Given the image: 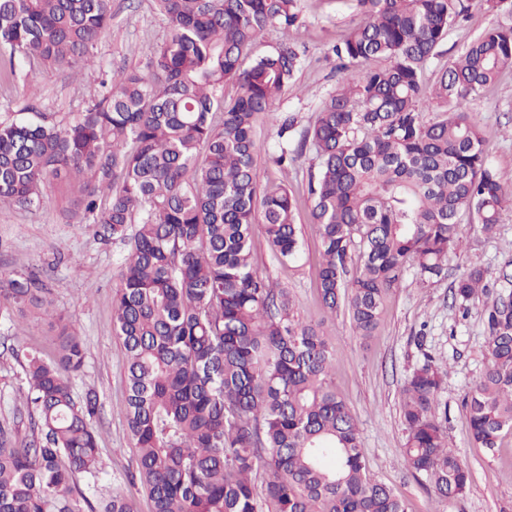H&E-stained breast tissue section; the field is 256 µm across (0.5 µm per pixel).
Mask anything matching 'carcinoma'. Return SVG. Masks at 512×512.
<instances>
[{"label": "carcinoma", "mask_w": 512, "mask_h": 512, "mask_svg": "<svg viewBox=\"0 0 512 512\" xmlns=\"http://www.w3.org/2000/svg\"><path fill=\"white\" fill-rule=\"evenodd\" d=\"M506 2L356 0L361 19L333 46L342 82L299 132L279 108L300 55L262 42L270 29L294 40L299 0H156L170 33L146 71L112 76L65 126L41 114L0 122V203L38 208L50 183H68L101 240L128 247L112 333L126 352L124 415L151 512H408L369 474L321 325L296 319L288 289L256 265L258 227L279 261L301 249L298 201L283 182L260 183L256 133L263 122L277 128L269 159L285 173L304 148L314 152L322 306L333 316L348 305L358 335H373L406 268L441 277L462 221L491 234L512 206L469 108L512 68V22L485 29L440 64L431 88L423 83L460 18ZM109 4L0 0V47L11 64L91 66ZM374 60L384 65L364 67ZM228 83L236 95H224ZM355 248L361 268L349 281ZM484 280L479 269L455 280L460 308L480 300ZM46 293L29 275L1 276L0 315L50 318ZM508 296L483 301L487 368L465 401L470 440L489 451L512 432ZM85 358L66 327L54 360L28 353L13 424L0 425V512H136L117 491L92 502L105 471L99 400L70 380ZM446 374L425 362L400 401L405 462L448 500L467 492L469 475L436 417Z\"/></svg>", "instance_id": "obj_1"}]
</instances>
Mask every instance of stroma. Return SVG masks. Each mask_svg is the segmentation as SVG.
<instances>
[{
  "instance_id": "1",
  "label": "stroma",
  "mask_w": 512,
  "mask_h": 512,
  "mask_svg": "<svg viewBox=\"0 0 512 512\" xmlns=\"http://www.w3.org/2000/svg\"><path fill=\"white\" fill-rule=\"evenodd\" d=\"M112 25L97 43L95 68L73 72L44 70L23 62L9 63L0 48V122L20 121L34 113L52 115L57 123L99 99L102 80L144 68L151 50L168 34L154 0H110ZM304 25L298 36L304 63L281 109L295 113L300 126L314 118L321 102L341 80L331 46L343 39L360 16L355 0H301ZM487 130L486 153L504 184H512V71L472 102ZM276 139L273 128L257 130L261 181H287L298 199L301 256L293 263L276 260L263 235L254 237V257L264 274L294 296L296 315L321 323L336 350L335 389L355 417L370 475L406 501L409 512H512V434L498 448L470 442L464 400L486 367L485 328L481 304L461 312L453 299V283L464 270L486 271L489 297L501 293L499 274L512 269V210L506 211L490 235L461 225L462 248L448 262L445 278L424 282L406 269L386 296L379 327L370 337L357 336L348 311L325 317L319 298L320 241L310 218L307 173L313 164L304 151L294 169L281 172L268 160ZM96 225L77 215L68 184L45 191L42 207L27 210L0 204V275H36L55 298L56 321L37 315L22 325L0 318V424L11 421L24 377L23 354L39 349L56 355L58 323H65L83 343L87 357L71 381L78 393L95 390L100 407L96 420L99 446L108 463L98 480L100 496L120 490L137 512H149L146 492L134 479L136 442L122 410L125 406V350L112 334V299L123 244L102 242ZM448 368L439 394V418L448 444L470 473L467 494L442 501L414 475L403 457L405 433L400 390L425 357Z\"/></svg>"
}]
</instances>
